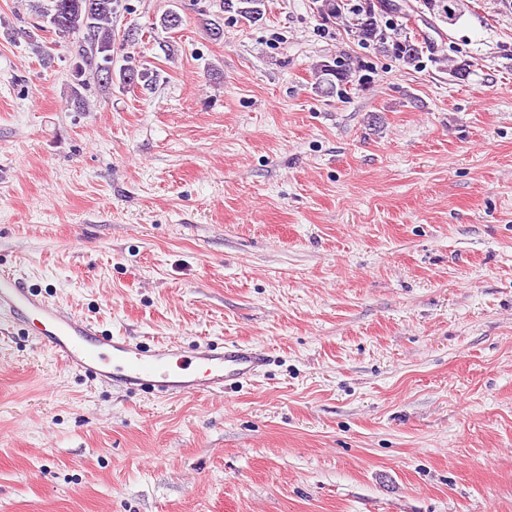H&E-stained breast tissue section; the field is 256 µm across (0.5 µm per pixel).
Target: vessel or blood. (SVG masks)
<instances>
[{"label":"vessel or blood","instance_id":"obj_1","mask_svg":"<svg viewBox=\"0 0 512 512\" xmlns=\"http://www.w3.org/2000/svg\"><path fill=\"white\" fill-rule=\"evenodd\" d=\"M38 322L41 344L66 367L101 382L161 397L224 391L256 377L268 359L254 345L204 343L184 352L175 344L146 348L101 335L91 323L50 301L18 271L0 272V327L26 329Z\"/></svg>","mask_w":512,"mask_h":512}]
</instances>
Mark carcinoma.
Wrapping results in <instances>:
<instances>
[{
	"label": "carcinoma",
	"instance_id": "obj_1",
	"mask_svg": "<svg viewBox=\"0 0 512 512\" xmlns=\"http://www.w3.org/2000/svg\"><path fill=\"white\" fill-rule=\"evenodd\" d=\"M47 5H32L34 12L46 23L55 36L67 39L80 37L82 48L78 51L76 63L80 74L74 76L71 100L79 107H85L86 99L81 93L85 88V74L90 73L105 85H112L114 79L131 86L149 78L146 70L137 65L112 66V16L122 7V0H46ZM317 12L324 21L343 17L347 0H317ZM262 0H223V8L237 13L242 18L256 22L262 16ZM424 6L432 11L434 18L452 26L463 16L468 5L466 0H424ZM413 6L408 3L394 4L392 0H359L353 7L355 16L354 37L363 43H374L379 50L390 52L399 61L414 65L420 58V47L407 39H401L397 29L384 25L377 19V12L393 13L405 19L412 17ZM315 92L332 93L341 87L360 84L357 67L346 54L313 66Z\"/></svg>",
	"mask_w": 512,
	"mask_h": 512
}]
</instances>
